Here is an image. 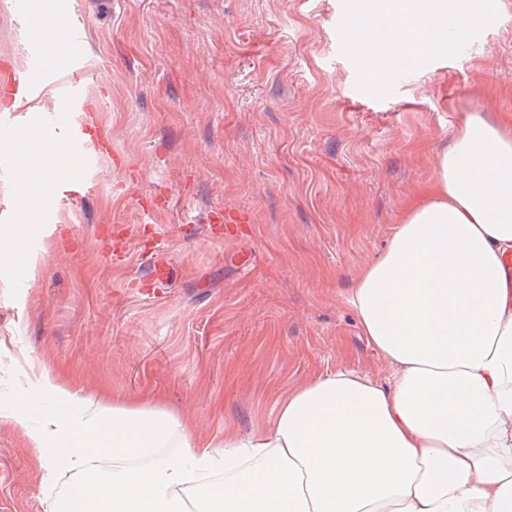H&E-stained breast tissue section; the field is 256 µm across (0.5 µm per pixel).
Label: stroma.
Masks as SVG:
<instances>
[{
	"label": "stroma",
	"instance_id": "stroma-1",
	"mask_svg": "<svg viewBox=\"0 0 512 512\" xmlns=\"http://www.w3.org/2000/svg\"><path fill=\"white\" fill-rule=\"evenodd\" d=\"M340 0H72L41 44L55 72L35 108L79 120L78 85L112 138L81 202L25 215L56 241L16 268L0 247V336L79 386L157 394L201 443L249 432L274 393L348 366L387 363L347 302L435 153L480 115L512 128V0H497L454 60L424 54L403 81L374 76L342 35ZM22 24L0 12V59L28 70ZM216 211L241 223H208ZM53 222H46V213ZM127 230L124 260L103 227ZM170 267L154 288L152 269ZM41 472L0 411V512H43Z\"/></svg>",
	"mask_w": 512,
	"mask_h": 512
}]
</instances>
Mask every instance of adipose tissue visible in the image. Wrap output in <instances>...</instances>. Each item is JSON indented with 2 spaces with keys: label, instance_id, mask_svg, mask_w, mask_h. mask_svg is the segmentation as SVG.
<instances>
[{
  "label": "adipose tissue",
  "instance_id": "1",
  "mask_svg": "<svg viewBox=\"0 0 512 512\" xmlns=\"http://www.w3.org/2000/svg\"><path fill=\"white\" fill-rule=\"evenodd\" d=\"M437 0H385L361 53L439 43ZM379 382L348 367L277 392L220 449L154 394L88 391L29 353L9 357L11 425L43 484L78 475L44 512H512V131L484 117L438 152L430 193L348 291Z\"/></svg>",
  "mask_w": 512,
  "mask_h": 512
}]
</instances>
